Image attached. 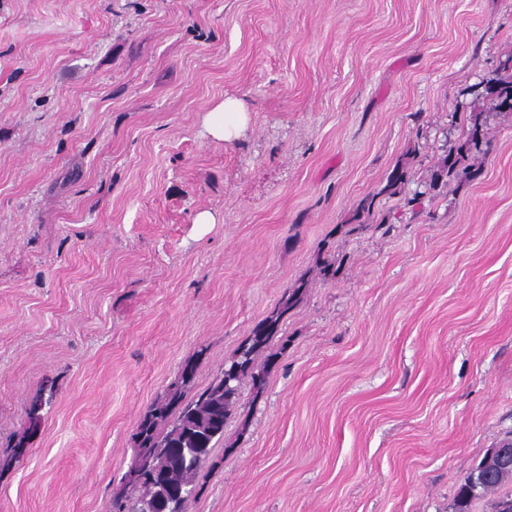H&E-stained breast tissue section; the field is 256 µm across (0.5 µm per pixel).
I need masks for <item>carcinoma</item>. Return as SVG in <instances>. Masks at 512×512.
<instances>
[{"label": "carcinoma", "instance_id": "cac0c4a2", "mask_svg": "<svg viewBox=\"0 0 512 512\" xmlns=\"http://www.w3.org/2000/svg\"><path fill=\"white\" fill-rule=\"evenodd\" d=\"M485 93L496 101L498 109L512 112V57L501 63L494 77L486 80ZM481 142L480 128L474 125L466 139L441 159L428 190H436L443 178L452 175L467 180L479 177L480 170L470 163V155L479 149ZM303 288L302 284L293 288L272 315L253 329L252 337L224 370L191 398L187 397V391L202 353L187 360L178 379L140 417L133 434L138 447L151 449L149 465L154 475L127 494L116 497L113 512H159L157 503L168 487L194 482L200 456H209L211 448L224 438V425L238 402L240 381L250 379L258 393L264 389L273 356L261 362L257 357L276 336L282 317ZM488 495L492 496L491 512H512V468L500 469L490 453L459 485L451 512H472L473 504Z\"/></svg>", "mask_w": 512, "mask_h": 512}]
</instances>
